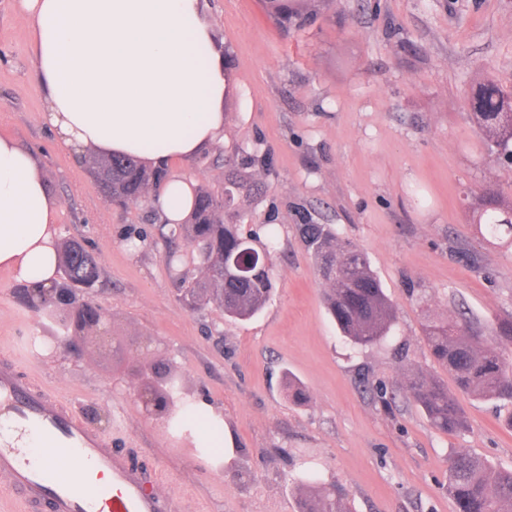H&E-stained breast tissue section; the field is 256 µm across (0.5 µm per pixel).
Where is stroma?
I'll list each match as a JSON object with an SVG mask.
<instances>
[{"mask_svg": "<svg viewBox=\"0 0 512 512\" xmlns=\"http://www.w3.org/2000/svg\"><path fill=\"white\" fill-rule=\"evenodd\" d=\"M288 3L282 23L269 0H209L233 90L223 145L185 171L218 192L237 151L269 153L238 205L243 234L277 230L274 294L254 319L232 322L182 301L181 280L199 275L187 240L150 205H112L88 161L44 124L30 21L0 0V133L39 155L62 240L83 242L99 265L95 287L77 296L106 315L102 335H82L73 356L62 327L0 270V356L159 474L164 512H297L304 472L340 486L349 512H456L450 455L510 468L512 429L501 403L458 392L424 325L464 316L487 332L512 318V250L473 222L485 189L512 204V171L489 158L468 105L479 81L512 89V0ZM305 218L367 253L395 315L381 344L340 335L298 233ZM165 370L185 402L223 414L231 459L145 412L138 394ZM419 373L447 386L464 432L431 426L409 392ZM290 378L308 401L289 398Z\"/></svg>", "mask_w": 512, "mask_h": 512, "instance_id": "obj_1", "label": "stroma"}]
</instances>
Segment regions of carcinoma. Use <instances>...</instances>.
I'll return each instance as SVG.
<instances>
[{"label":"carcinoma","mask_w":512,"mask_h":512,"mask_svg":"<svg viewBox=\"0 0 512 512\" xmlns=\"http://www.w3.org/2000/svg\"><path fill=\"white\" fill-rule=\"evenodd\" d=\"M472 117L482 131L488 154L512 160V91L492 80L479 84L471 98ZM91 168L100 186L127 203L143 201L146 191L162 183L165 173L151 170L131 157L94 158ZM247 178L235 171L224 179L221 193L201 187L180 231L197 250L200 277L182 281V297L191 306L214 303L233 321H248L269 302L273 282L268 264L276 230L266 241L239 231L237 200ZM474 213L481 235L512 245V207L499 203L493 189L478 198ZM303 243L315 258L328 285L324 302L340 334L352 344L367 347L390 335L394 323L391 303L371 270L364 252L336 237L329 224L308 219L298 225ZM62 269L68 287H92L99 277L94 256L77 242L63 251ZM425 340L433 356L452 374L457 388L483 401L512 400V354L484 344L466 320L437 319L425 325ZM410 393L441 433L465 429L464 416L448 388L435 379L415 376ZM448 493L457 512H512V468L497 467L464 452L451 456ZM300 512H348L333 487L316 490L301 502Z\"/></svg>","instance_id":"cac0c4a2"}]
</instances>
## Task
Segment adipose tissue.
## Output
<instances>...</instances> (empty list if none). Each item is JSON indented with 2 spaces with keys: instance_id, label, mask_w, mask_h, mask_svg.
I'll list each match as a JSON object with an SVG mask.
<instances>
[{
  "instance_id": "1",
  "label": "adipose tissue",
  "mask_w": 512,
  "mask_h": 512,
  "mask_svg": "<svg viewBox=\"0 0 512 512\" xmlns=\"http://www.w3.org/2000/svg\"><path fill=\"white\" fill-rule=\"evenodd\" d=\"M31 21L44 121L61 144L134 155L167 180L160 223L191 212L181 165L224 142L231 89L208 0H17ZM59 210L36 154L0 134V270L29 290L59 285Z\"/></svg>"
}]
</instances>
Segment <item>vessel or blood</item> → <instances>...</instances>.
Instances as JSON below:
<instances>
[{
	"label": "vessel or blood",
	"instance_id": "obj_1",
	"mask_svg": "<svg viewBox=\"0 0 512 512\" xmlns=\"http://www.w3.org/2000/svg\"><path fill=\"white\" fill-rule=\"evenodd\" d=\"M0 417L10 424L9 435L0 434V477L21 512H162L147 476L9 360L0 361ZM64 465L78 467L80 477L62 475Z\"/></svg>",
	"mask_w": 512,
	"mask_h": 512
}]
</instances>
